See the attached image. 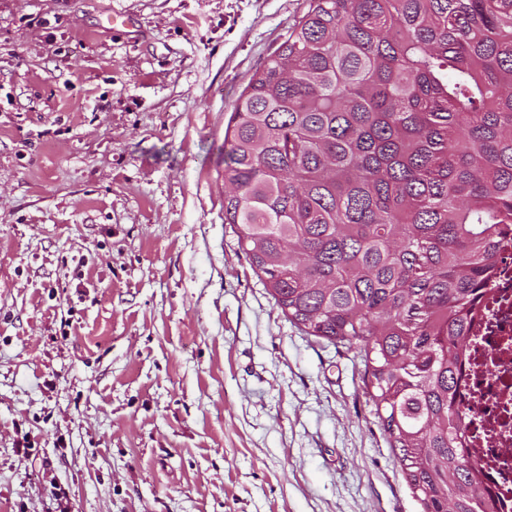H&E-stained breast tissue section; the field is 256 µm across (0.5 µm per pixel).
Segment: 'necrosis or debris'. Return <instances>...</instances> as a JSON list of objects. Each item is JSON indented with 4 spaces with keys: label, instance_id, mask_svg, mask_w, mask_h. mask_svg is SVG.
Listing matches in <instances>:
<instances>
[{
    "label": "necrosis or debris",
    "instance_id": "4bbe7bcc",
    "mask_svg": "<svg viewBox=\"0 0 512 512\" xmlns=\"http://www.w3.org/2000/svg\"><path fill=\"white\" fill-rule=\"evenodd\" d=\"M464 450L483 487L512 512V230L497 267L475 300L458 375Z\"/></svg>",
    "mask_w": 512,
    "mask_h": 512
}]
</instances>
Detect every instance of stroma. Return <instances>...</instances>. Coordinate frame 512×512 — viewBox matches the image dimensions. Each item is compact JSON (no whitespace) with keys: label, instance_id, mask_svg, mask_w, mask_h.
Returning a JSON list of instances; mask_svg holds the SVG:
<instances>
[{"label":"stroma","instance_id":"obj_1","mask_svg":"<svg viewBox=\"0 0 512 512\" xmlns=\"http://www.w3.org/2000/svg\"><path fill=\"white\" fill-rule=\"evenodd\" d=\"M303 9L0 0V512H421L357 347L224 221V128Z\"/></svg>","mask_w":512,"mask_h":512}]
</instances>
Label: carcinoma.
I'll use <instances>...</instances> for the list:
<instances>
[{"mask_svg":"<svg viewBox=\"0 0 512 512\" xmlns=\"http://www.w3.org/2000/svg\"><path fill=\"white\" fill-rule=\"evenodd\" d=\"M224 130V222L288 321L355 344L422 512H500L455 389L512 225V0H305Z\"/></svg>","mask_w":512,"mask_h":512,"instance_id":"carcinoma-1","label":"carcinoma"}]
</instances>
